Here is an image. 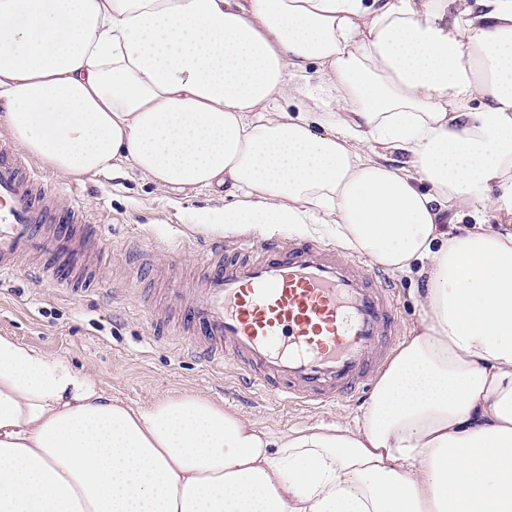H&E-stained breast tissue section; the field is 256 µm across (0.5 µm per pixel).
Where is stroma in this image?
Segmentation results:
<instances>
[{"label": "stroma", "mask_w": 512, "mask_h": 512, "mask_svg": "<svg viewBox=\"0 0 512 512\" xmlns=\"http://www.w3.org/2000/svg\"><path fill=\"white\" fill-rule=\"evenodd\" d=\"M41 172L61 205L78 198L87 221L110 225L112 238L102 244L97 266L70 281L35 278L28 258H17L13 275L0 281V334L67 358L90 371L105 395L129 404L193 391L273 434L338 421L357 426L363 400L314 409L235 388L232 366L212 370L187 356L193 338L177 317L164 329L155 327L153 309L162 289L190 286L207 244L240 236L263 240L249 228L227 233L195 224L194 210L223 206L218 194L162 190L133 171L80 180L46 166ZM178 244L184 251L167 279H141L126 257L127 248L138 247L163 258Z\"/></svg>", "instance_id": "35a3bbf8"}]
</instances>
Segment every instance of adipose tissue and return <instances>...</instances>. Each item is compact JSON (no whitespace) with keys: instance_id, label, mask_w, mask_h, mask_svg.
Returning <instances> with one entry per match:
<instances>
[{"instance_id":"1","label":"adipose tissue","mask_w":512,"mask_h":512,"mask_svg":"<svg viewBox=\"0 0 512 512\" xmlns=\"http://www.w3.org/2000/svg\"><path fill=\"white\" fill-rule=\"evenodd\" d=\"M450 5L0 0V122L28 154L221 187L199 224H315L425 283L353 429L128 405L0 334V512H512V232L446 224L512 198V0Z\"/></svg>"}]
</instances>
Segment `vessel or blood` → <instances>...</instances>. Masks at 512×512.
<instances>
[{"instance_id": "vessel-or-blood-1", "label": "vessel or blood", "mask_w": 512, "mask_h": 512, "mask_svg": "<svg viewBox=\"0 0 512 512\" xmlns=\"http://www.w3.org/2000/svg\"><path fill=\"white\" fill-rule=\"evenodd\" d=\"M100 242L78 202L60 207L43 175L0 141V278L21 255L57 257L71 227ZM197 299L183 324L197 339L188 353L206 367L232 364L239 385L287 402H348L400 342L397 292L380 268L334 244L278 237L262 247L214 244L200 270Z\"/></svg>"}]
</instances>
